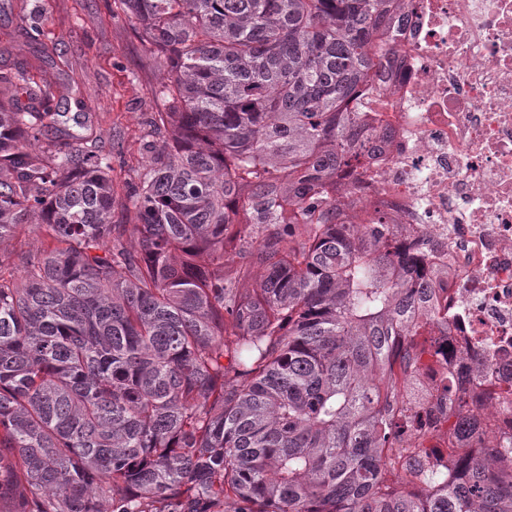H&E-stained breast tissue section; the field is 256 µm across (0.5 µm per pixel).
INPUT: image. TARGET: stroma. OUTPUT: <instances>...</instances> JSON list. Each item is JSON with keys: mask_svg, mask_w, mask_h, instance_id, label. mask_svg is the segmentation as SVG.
I'll return each mask as SVG.
<instances>
[{"mask_svg": "<svg viewBox=\"0 0 512 512\" xmlns=\"http://www.w3.org/2000/svg\"><path fill=\"white\" fill-rule=\"evenodd\" d=\"M22 58L34 81L54 83L53 108L86 112L88 146L112 158V189L124 200L145 164L141 145L162 141L152 118L163 111V79L140 30L117 0H0V62Z\"/></svg>", "mask_w": 512, "mask_h": 512, "instance_id": "1", "label": "stroma"}]
</instances>
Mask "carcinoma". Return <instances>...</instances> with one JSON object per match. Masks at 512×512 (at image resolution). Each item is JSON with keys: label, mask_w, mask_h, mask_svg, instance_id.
<instances>
[{"label": "carcinoma", "mask_w": 512, "mask_h": 512, "mask_svg": "<svg viewBox=\"0 0 512 512\" xmlns=\"http://www.w3.org/2000/svg\"><path fill=\"white\" fill-rule=\"evenodd\" d=\"M119 2L170 134L122 203L111 158L48 137L86 117L0 69V245L48 238L0 248V512H512V445L452 480L416 462L425 492L386 482L419 423L383 407L387 359L428 335L427 287L328 186L365 156L350 103L403 2Z\"/></svg>", "instance_id": "cac0c4a2"}]
</instances>
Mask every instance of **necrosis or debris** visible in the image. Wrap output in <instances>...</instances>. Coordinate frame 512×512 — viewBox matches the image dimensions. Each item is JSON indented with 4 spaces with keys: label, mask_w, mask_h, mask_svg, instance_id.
I'll return each mask as SVG.
<instances>
[{
    "label": "necrosis or debris",
    "mask_w": 512,
    "mask_h": 512,
    "mask_svg": "<svg viewBox=\"0 0 512 512\" xmlns=\"http://www.w3.org/2000/svg\"><path fill=\"white\" fill-rule=\"evenodd\" d=\"M356 108L370 151L338 170L346 224L392 225L420 251L430 286L414 314L425 341H399L395 412L421 429L401 455L451 462L512 437V0H407ZM458 379L472 437H449L443 385Z\"/></svg>",
    "instance_id": "obj_1"
}]
</instances>
